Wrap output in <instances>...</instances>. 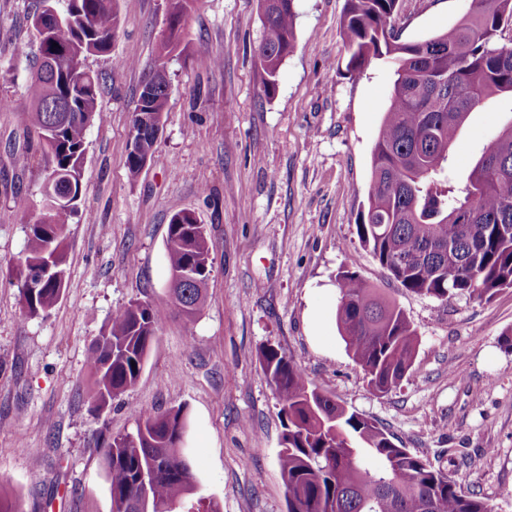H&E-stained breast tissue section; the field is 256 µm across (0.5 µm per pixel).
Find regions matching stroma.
I'll list each match as a JSON object with an SVG mask.
<instances>
[{
	"instance_id": "stroma-1",
	"label": "stroma",
	"mask_w": 512,
	"mask_h": 512,
	"mask_svg": "<svg viewBox=\"0 0 512 512\" xmlns=\"http://www.w3.org/2000/svg\"><path fill=\"white\" fill-rule=\"evenodd\" d=\"M29 0H0V495L22 512H112L97 442L134 432L140 411L183 408L184 446L204 496L221 512H287L278 465L282 419L259 352L274 347L320 391L376 420L493 512H512V288L492 299L438 300L384 275L360 242L372 150L393 66L346 72V0H298L295 48L274 96L256 52L259 0H195L182 51L159 60L165 0H119L121 27L101 74L107 119L87 130L82 196L67 225L66 289L44 317H25L17 265L26 209L49 165L23 112L30 75L11 42L28 38ZM471 0H399L404 43L460 21ZM164 62L170 90L155 152L138 176L126 159L145 73ZM512 120V98L476 109L449 156L466 177ZM193 212L210 239L199 313L171 303L166 260L173 214ZM349 271L394 298L416 328L414 372L380 395L336 326L337 276ZM148 301L166 320L139 380L111 406L87 393V355L113 312Z\"/></svg>"
}]
</instances>
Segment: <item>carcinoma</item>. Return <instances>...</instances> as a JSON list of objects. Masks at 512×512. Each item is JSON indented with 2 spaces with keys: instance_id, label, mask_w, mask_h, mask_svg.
I'll return each instance as SVG.
<instances>
[{
  "instance_id": "1",
  "label": "carcinoma",
  "mask_w": 512,
  "mask_h": 512,
  "mask_svg": "<svg viewBox=\"0 0 512 512\" xmlns=\"http://www.w3.org/2000/svg\"><path fill=\"white\" fill-rule=\"evenodd\" d=\"M195 0H166L161 42L166 57L181 44L186 14ZM264 37L257 50L266 96L275 94L280 67L295 43L296 0H261ZM398 0H346L341 34L346 71L364 73L388 60L395 80L390 106L372 152L366 208L358 237L388 276L408 292L446 300H489L512 288V125L487 147L460 183L448 172V153L471 112L485 98L512 95V0H471L468 13L447 30L401 43L392 19ZM34 39L13 52L28 61L32 103L24 125L50 158L48 175L58 195L41 191L32 205L19 271L24 313L45 317L66 288V230L78 213L86 132L104 122L100 78L90 55H106L120 27L116 0H34ZM52 56L57 69L41 73ZM168 92L141 90L137 112L163 118ZM158 138L132 120L127 168L141 171ZM169 272L189 269L191 280L171 290L185 316L203 307L212 266L204 225L194 213H175L166 239ZM53 259L56 273L34 290L29 274ZM336 324L346 351L369 385L387 393L412 372L416 329L404 311L350 272L338 276ZM164 312L134 301L116 310L88 349L90 393L105 408L139 379ZM261 363L279 405L284 431L279 466L288 512H492L430 460L394 442L392 434L349 412L313 387L305 374L273 347ZM182 408L139 413L135 434L100 445L116 512H219L195 497L196 476L183 448ZM379 463L370 471L365 460Z\"/></svg>"
}]
</instances>
